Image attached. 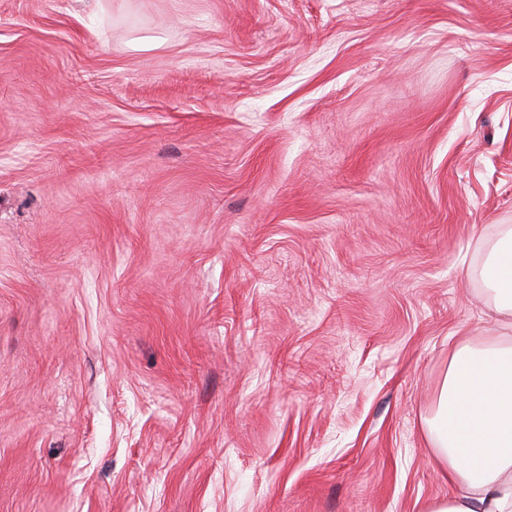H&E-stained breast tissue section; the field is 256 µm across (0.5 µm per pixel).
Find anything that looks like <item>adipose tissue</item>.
I'll use <instances>...</instances> for the list:
<instances>
[{
    "label": "adipose tissue",
    "instance_id": "ef3b65f1",
    "mask_svg": "<svg viewBox=\"0 0 512 512\" xmlns=\"http://www.w3.org/2000/svg\"><path fill=\"white\" fill-rule=\"evenodd\" d=\"M481 250L492 325L448 359L425 430L451 492L421 512H512V225Z\"/></svg>",
    "mask_w": 512,
    "mask_h": 512
}]
</instances>
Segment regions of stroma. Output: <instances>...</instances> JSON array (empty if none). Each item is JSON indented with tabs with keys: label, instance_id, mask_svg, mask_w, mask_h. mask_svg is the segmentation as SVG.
I'll list each match as a JSON object with an SVG mask.
<instances>
[{
	"label": "stroma",
	"instance_id": "stroma-1",
	"mask_svg": "<svg viewBox=\"0 0 512 512\" xmlns=\"http://www.w3.org/2000/svg\"><path fill=\"white\" fill-rule=\"evenodd\" d=\"M512 225V0H0V512H420Z\"/></svg>",
	"mask_w": 512,
	"mask_h": 512
}]
</instances>
